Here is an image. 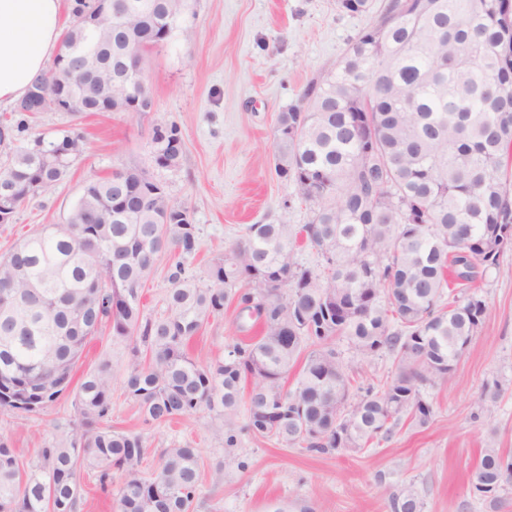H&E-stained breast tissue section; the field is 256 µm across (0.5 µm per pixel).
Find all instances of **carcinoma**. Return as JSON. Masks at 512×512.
I'll list each match as a JSON object with an SVG mask.
<instances>
[{
    "label": "carcinoma",
    "mask_w": 512,
    "mask_h": 512,
    "mask_svg": "<svg viewBox=\"0 0 512 512\" xmlns=\"http://www.w3.org/2000/svg\"><path fill=\"white\" fill-rule=\"evenodd\" d=\"M337 5L375 22L336 70L279 113L274 131L275 173L310 205L309 222L247 225L203 284L188 270L199 229L162 183L136 167L89 181L64 223L0 259V411L38 413L57 402L88 341L107 329L131 345L122 391L144 421L206 412L227 449L247 433L311 454L360 451L405 416L419 426L432 419L421 386L448 381L487 309L475 291L443 305L445 289L468 290L512 247V0ZM95 10L96 0H73L52 69L14 108L20 119L0 125L9 143L0 206L12 217L83 152L73 129L49 142L23 133L33 99L44 112L62 91L82 96L107 84L67 70L90 41L84 21ZM186 11V0H112V34L94 51L99 67L113 72L132 54L146 60L177 28L168 13ZM152 143L156 167L180 165L177 125L155 126ZM146 190L154 198L140 207ZM301 248L321 263H297ZM166 254L168 313L148 317L142 288ZM233 302L260 335L199 363L190 344ZM341 338L366 356L393 355L391 380L353 392L335 348ZM73 408L72 430L28 467L22 449L0 440V512H80L86 467L104 492L112 470L121 472L117 512H193L201 449L174 443L146 472L144 438L109 424V364L84 377ZM508 484L512 453L482 449L474 489L494 509ZM390 508L423 512L424 503L410 484Z\"/></svg>",
    "instance_id": "1"
}]
</instances>
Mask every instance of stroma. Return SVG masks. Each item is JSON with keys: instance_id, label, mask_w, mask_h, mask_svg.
I'll return each instance as SVG.
<instances>
[{"instance_id": "35a3bbf8", "label": "stroma", "mask_w": 512, "mask_h": 512, "mask_svg": "<svg viewBox=\"0 0 512 512\" xmlns=\"http://www.w3.org/2000/svg\"><path fill=\"white\" fill-rule=\"evenodd\" d=\"M371 16L338 9L336 0H191L180 26L148 60L152 111L39 112L29 137H53L73 127L84 133V152L50 192L26 202L12 223L0 224V257L19 241L50 224L64 223L87 181L112 170L137 167L187 204L200 232L201 248L192 266L205 278L209 266L246 225L284 221L308 223L307 204L274 173L277 116L295 104L313 78L335 68L350 42L370 25ZM180 127L186 151L179 167L152 162V129ZM487 310L468 350L447 383L425 388L433 405L426 426L402 419L389 439L358 452L314 455L300 448L242 436L225 450L208 429V414L169 424L145 422L122 392L128 342L105 333L85 348L72 373L74 385L102 360L112 365L113 430L142 434L148 444L146 471L163 448L189 440L201 450L202 493L194 512H267L270 502L290 512H391L390 500L403 486L418 490L424 512H491L471 483V473L488 441L512 449V250L500 266L475 282ZM235 306L210 320L192 344L194 359L206 363L227 353L245 335L236 330ZM356 385H380L394 371L391 355L366 357L336 345ZM497 393L491 413L477 401ZM73 390L41 414L0 413V439L34 459L70 429Z\"/></svg>"}]
</instances>
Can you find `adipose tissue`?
<instances>
[{"instance_id": "1", "label": "adipose tissue", "mask_w": 512, "mask_h": 512, "mask_svg": "<svg viewBox=\"0 0 512 512\" xmlns=\"http://www.w3.org/2000/svg\"><path fill=\"white\" fill-rule=\"evenodd\" d=\"M62 29V0H0V110L45 74Z\"/></svg>"}]
</instances>
